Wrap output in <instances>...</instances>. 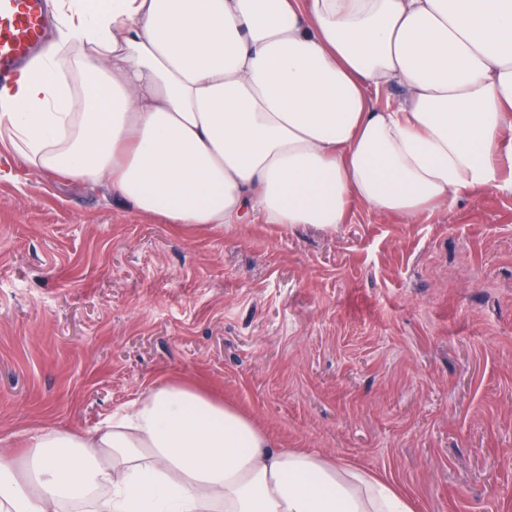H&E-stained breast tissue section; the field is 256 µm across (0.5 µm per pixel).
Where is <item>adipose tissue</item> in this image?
<instances>
[{"mask_svg": "<svg viewBox=\"0 0 512 512\" xmlns=\"http://www.w3.org/2000/svg\"><path fill=\"white\" fill-rule=\"evenodd\" d=\"M60 23L72 51L0 87V131L165 223L332 229L356 201L412 218L512 190V0H64ZM24 457L0 459V512H411L183 383Z\"/></svg>", "mask_w": 512, "mask_h": 512, "instance_id": "ef3b65f1", "label": "adipose tissue"}]
</instances>
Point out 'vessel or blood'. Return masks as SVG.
<instances>
[{"label":"vessel or blood","mask_w":512,"mask_h":512,"mask_svg":"<svg viewBox=\"0 0 512 512\" xmlns=\"http://www.w3.org/2000/svg\"><path fill=\"white\" fill-rule=\"evenodd\" d=\"M51 24L47 0H0V82L43 53Z\"/></svg>","instance_id":"1"}]
</instances>
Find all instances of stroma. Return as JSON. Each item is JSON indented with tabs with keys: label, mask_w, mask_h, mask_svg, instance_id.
Masks as SVG:
<instances>
[{
	"label": "stroma",
	"mask_w": 512,
	"mask_h": 512,
	"mask_svg": "<svg viewBox=\"0 0 512 512\" xmlns=\"http://www.w3.org/2000/svg\"><path fill=\"white\" fill-rule=\"evenodd\" d=\"M193 382L414 512H512V194L189 229L0 148V434Z\"/></svg>",
	"instance_id": "35a3bbf8"
}]
</instances>
